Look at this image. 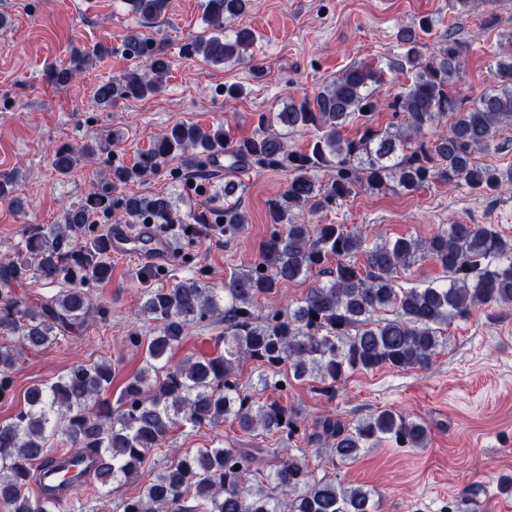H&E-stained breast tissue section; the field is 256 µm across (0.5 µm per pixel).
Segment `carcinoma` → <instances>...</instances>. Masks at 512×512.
Instances as JSON below:
<instances>
[{
  "label": "carcinoma",
  "mask_w": 512,
  "mask_h": 512,
  "mask_svg": "<svg viewBox=\"0 0 512 512\" xmlns=\"http://www.w3.org/2000/svg\"><path fill=\"white\" fill-rule=\"evenodd\" d=\"M127 2L146 24L165 16L169 5V0ZM249 2L204 0L214 32L199 40L195 50L211 62L245 60L255 34L241 28L229 37L224 20L243 14ZM434 25L424 17L418 28L398 33L403 52L389 69L406 80L391 104L403 114L402 126L383 131L366 126L354 138L344 136L348 121L366 118L377 108L379 70L361 63L311 97H292L281 111L260 113L251 136L235 143L222 126L205 130L180 123L156 137L134 164L112 168L115 188L169 161L189 164L221 149L230 174L241 165L261 164L282 169L288 182L269 201L276 228L254 262L232 273L224 287L209 288L190 279L146 294L137 316L153 329L148 336L136 326L128 333L130 343L144 351V366L126 382L116 402L103 397L112 385L107 362L75 364L52 384L26 392V406L0 423V512H64V483L42 486L37 493L32 489L35 466L65 468V458L50 455L52 436H61L73 457L97 456L93 474L103 487L139 473L181 422L200 426L231 421L244 431L260 428L292 439L304 428L299 413L277 400L252 399L238 382L243 363H259L260 383L275 389L285 364L296 379L317 380L329 389L356 371L424 369L448 344L449 323L469 318L481 305H512V240L492 224L459 222L424 239H384L366 250L361 268L353 262L362 247L360 234L343 224L297 220L298 211L319 212L362 188L417 191L434 183L456 187L462 182L480 191L502 188L498 170L476 163L475 154L512 126V55L496 57L492 87L462 97V43L450 38L429 57L421 53L419 34H430ZM126 51L132 58L147 59L144 71L126 75L121 86L102 84L99 100L143 98L165 87L171 61L161 49L130 42ZM90 61V53L77 50L70 67L51 69L49 75L66 83ZM276 125L310 130L313 142L305 151L292 150L287 136L273 130ZM97 150L96 144L67 148L56 153L52 165L66 175L79 157ZM321 172L328 173L324 182ZM236 191L235 181L224 182L222 230L227 239L239 236L248 223ZM115 205L108 192L94 191L85 203L65 211L63 223L36 224L22 233L13 253L0 259V338L40 348L88 324V289L112 279L111 251L105 233L83 243L74 235L88 228L89 214L110 212ZM123 214L163 229L176 223L166 196L135 199L125 204ZM425 258L440 265L448 283L396 287V274ZM320 273L328 274V280L307 289L296 304L255 314L260 299L281 285ZM30 279L46 286L65 281L69 287L34 302L25 291ZM216 315L224 321V332L215 341L224 351L202 361L171 363L191 327ZM16 346L0 344V394L10 385ZM303 438L318 445L327 459L347 462L384 440L402 448H425L430 432L426 424L384 409L353 426L323 416ZM256 460L245 448L176 450L168 467L120 502V512H377L375 491L316 477L302 448L282 449L270 474L272 489L254 492L246 481Z\"/></svg>",
  "instance_id": "obj_1"
}]
</instances>
